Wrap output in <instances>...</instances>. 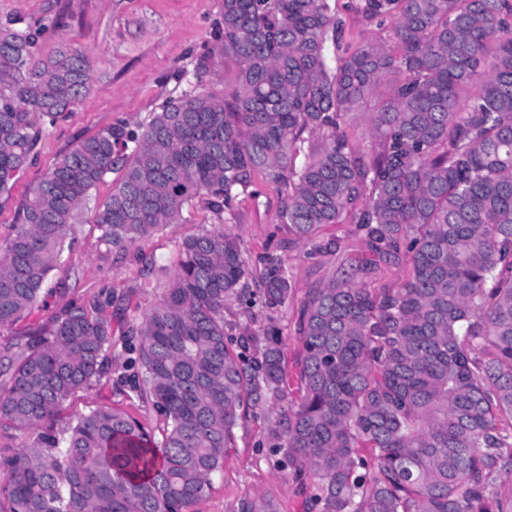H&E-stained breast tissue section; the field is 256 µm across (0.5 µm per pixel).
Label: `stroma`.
<instances>
[{
  "label": "stroma",
  "mask_w": 512,
  "mask_h": 512,
  "mask_svg": "<svg viewBox=\"0 0 512 512\" xmlns=\"http://www.w3.org/2000/svg\"><path fill=\"white\" fill-rule=\"evenodd\" d=\"M350 3L332 0L345 20L342 50L350 52L364 42L385 40V30L367 24L350 10ZM221 12L222 0H0V20L15 17L42 29V55L68 45L85 52L91 62L89 91L64 121L43 135L36 163L17 176L8 193L0 195V246L32 189L77 141L119 120L137 125L167 97L194 88L199 60L210 63L202 84L205 90L220 95L233 85L237 65L224 56L214 38ZM110 190L105 182L94 191L93 202L77 226L75 244L51 274L52 281H68L72 290L66 296L56 292L46 296L45 312L59 310L71 298L86 301L112 291V304L105 313L112 321V372L117 375L126 359L123 332L158 300L162 275L172 272L177 262V242L212 227L215 218L200 206L186 211L178 223L137 242L118 261L100 242L94 223L96 206ZM276 197L272 187L257 180L238 199L231 228L250 262H257L264 253L269 233L279 221ZM320 237L332 241L331 252L316 253L299 244L282 250L295 284L292 299L271 314L259 308L254 318H233V333L258 329L272 319L283 331L288 353L298 352L293 323L310 290L336 271L342 258L366 250L361 235L349 223L326 226ZM267 427V421L258 418L238 429L236 449L225 459L223 470L212 476L209 489L191 512H234L239 499L259 495L273 496L281 512H305L296 484L270 454Z\"/></svg>",
  "instance_id": "obj_1"
}]
</instances>
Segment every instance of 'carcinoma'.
Segmentation results:
<instances>
[{
	"mask_svg": "<svg viewBox=\"0 0 512 512\" xmlns=\"http://www.w3.org/2000/svg\"><path fill=\"white\" fill-rule=\"evenodd\" d=\"M355 12L389 24V42L332 65L343 23L329 0H223L230 90L184 91L134 128L79 140L32 190L0 249V440L24 436L0 448V512H191L249 410L267 416L278 466L316 512H512V0H357ZM20 23L0 22V194L91 78L83 52L42 57L40 30ZM388 76L369 160L343 125ZM113 173L95 224L117 259L197 205L221 221L178 243L160 299L126 331L123 379L158 414V438L110 401L62 419L77 393L112 383L100 300L13 330L44 308ZM256 176L276 187L272 236L324 253L320 230L348 220L371 254L310 292L291 362L271 323L237 344L227 332L225 313L294 295L285 257L250 264L227 227ZM400 261L393 287L363 281ZM237 512L279 505L245 497Z\"/></svg>",
	"mask_w": 512,
	"mask_h": 512,
	"instance_id": "carcinoma-1",
	"label": "carcinoma"
}]
</instances>
